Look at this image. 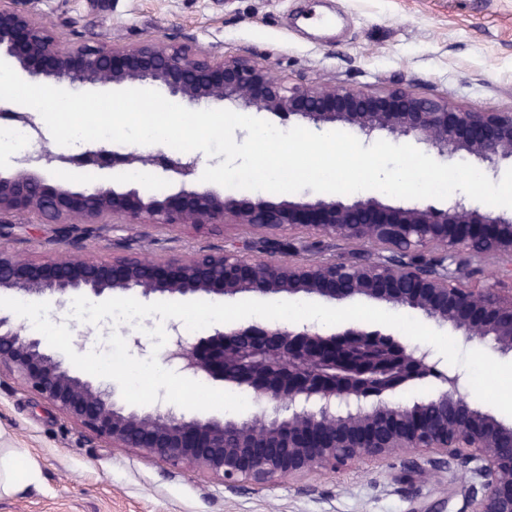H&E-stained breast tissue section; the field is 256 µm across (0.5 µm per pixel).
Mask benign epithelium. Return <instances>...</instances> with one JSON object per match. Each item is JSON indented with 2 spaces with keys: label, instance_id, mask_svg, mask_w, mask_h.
Returning <instances> with one entry per match:
<instances>
[{
  "label": "benign epithelium",
  "instance_id": "obj_1",
  "mask_svg": "<svg viewBox=\"0 0 512 512\" xmlns=\"http://www.w3.org/2000/svg\"><path fill=\"white\" fill-rule=\"evenodd\" d=\"M71 36L63 49L62 34L39 23L21 0L0 6V57L34 81L158 85L183 103L230 101L319 131L343 127L367 139L377 133L409 137L442 157H469L487 176L512 166V111L453 107L404 89L369 93L293 82L249 58L212 61L167 37L92 46L76 32ZM138 162L161 181L179 185L178 191L79 188L59 176L72 164L112 172ZM197 168L195 158L173 160L161 153L143 156L100 146L66 156L42 146L0 171V223L34 215L59 225L64 237L86 235L115 220L197 229L234 224L262 236L264 257L220 249L156 259L130 254L93 262L61 254L40 261L0 248V288L56 298L133 291L146 301L198 294L363 296L418 309L467 341L484 339L512 353V289L467 288L458 265L461 258L489 255L512 264V210L483 209L459 195L444 206L409 207L372 196L350 202L235 198L194 185ZM293 226L376 244L386 254L346 263L284 260L275 236ZM426 250L442 252L441 259H411ZM170 331L168 362L193 378L248 387L272 403V411L238 421L187 418L161 405L150 412L128 410L115 391L72 373L44 351L37 335L7 316H0V373L13 375L110 447L207 474L229 489L419 452L464 469L469 512H512V426L468 404L459 376L439 374L447 389L430 414H422L419 402L392 401L401 387L435 373L428 353L409 351L378 330L354 327L322 335L306 325L247 324L195 343L176 323Z\"/></svg>",
  "mask_w": 512,
  "mask_h": 512
}]
</instances>
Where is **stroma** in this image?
I'll return each instance as SVG.
<instances>
[{
    "instance_id": "1",
    "label": "stroma",
    "mask_w": 512,
    "mask_h": 512,
    "mask_svg": "<svg viewBox=\"0 0 512 512\" xmlns=\"http://www.w3.org/2000/svg\"><path fill=\"white\" fill-rule=\"evenodd\" d=\"M309 0H27L44 25L70 21L88 44L170 36L212 57L241 54L277 74L368 92L394 85L469 109L512 110V0H320L337 17L319 29L301 14ZM252 232L228 225L106 224L89 238L23 216L0 248L39 260L72 252L89 260L147 258L235 248L254 258ZM288 258L353 259L363 244L306 227L283 231ZM0 448L29 453L35 483L0 498V512H468L461 469L418 454L356 463L266 487L228 489L211 477L112 450L9 374L0 375Z\"/></svg>"
}]
</instances>
